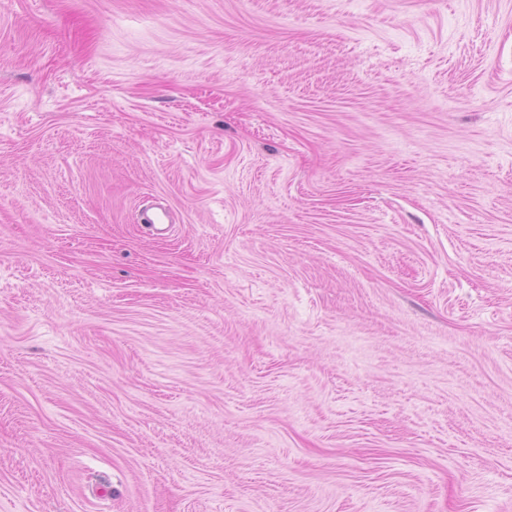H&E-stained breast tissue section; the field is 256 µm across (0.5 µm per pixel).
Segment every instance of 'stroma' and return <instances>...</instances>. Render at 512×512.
<instances>
[{
	"mask_svg": "<svg viewBox=\"0 0 512 512\" xmlns=\"http://www.w3.org/2000/svg\"><path fill=\"white\" fill-rule=\"evenodd\" d=\"M0 512H512V0H0Z\"/></svg>",
	"mask_w": 512,
	"mask_h": 512,
	"instance_id": "obj_1",
	"label": "stroma"
}]
</instances>
